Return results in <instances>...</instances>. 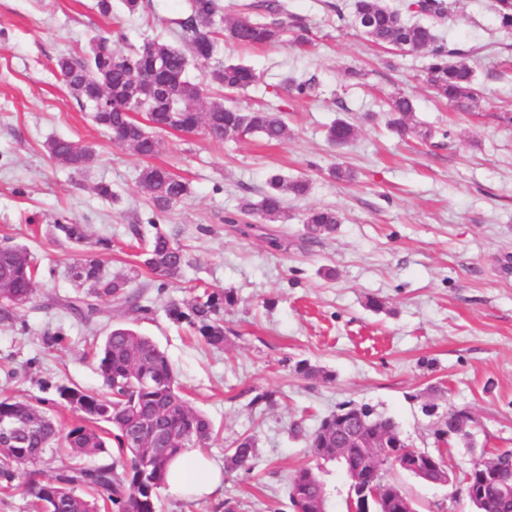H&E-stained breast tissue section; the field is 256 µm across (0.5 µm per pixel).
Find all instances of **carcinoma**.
Segmentation results:
<instances>
[{"instance_id":"cac0c4a2","label":"carcinoma","mask_w":512,"mask_h":512,"mask_svg":"<svg viewBox=\"0 0 512 512\" xmlns=\"http://www.w3.org/2000/svg\"><path fill=\"white\" fill-rule=\"evenodd\" d=\"M499 27L512 33V0H495ZM449 0H404L403 11L392 10L383 0H354V20L362 33L373 43L393 46L401 51L425 53L429 63L424 82L434 96L457 107L477 103L479 90L475 73L467 62L459 59L461 52L439 44L435 24L448 18ZM288 12L286 3H251L239 5L238 16L223 20L220 0H190L189 14L180 21L185 46L176 47L151 39L129 51L116 47L120 34L113 35L112 62H102L89 42L81 61L67 54L54 60V67L65 85L85 77L96 82L112 97V111L102 112L98 102L81 100L91 106L93 120L121 145L131 148L142 159H152L161 150L158 131L175 130L184 134L201 129L217 143L247 134H258L266 141L281 142L288 136L283 112L273 107L241 109L233 104L231 94L245 90L259 80L256 72L242 64L219 63L206 75V82L189 77L190 59L209 60L217 52L218 42L228 38L242 46H263L280 41L283 26L276 16ZM152 51L158 62L180 72V82L164 89L166 112L156 111V101L142 97L128 101L126 86L142 74L146 51ZM217 86L223 90L220 101L205 102V89ZM143 112L148 124L134 118ZM388 126L398 130L413 129V100L394 96L386 104ZM356 127L346 120L334 121L326 130V139L337 146L350 144L356 137ZM50 156L76 172H82L97 162L95 152L71 140L55 138L47 142ZM175 164H147L138 175V186L154 209L166 212L183 203L191 188L175 171ZM310 185L304 178H288L275 173L255 203L246 202L241 212H254L267 223L288 222V198H302ZM303 239L320 242L336 233L340 216L331 208H312L302 219ZM64 239L78 251L71 266V284L75 297L67 308L83 323L94 322L102 314V305L115 303L128 314L146 315L149 307L142 304L148 285H133L134 277L104 272L102 252L111 249L112 239L89 241L87 228L65 217L53 224ZM137 264L164 278L179 277L189 257L185 249L171 236L156 229L151 238L139 246ZM40 268L32 261L26 248L17 245L0 246V279L7 288L0 294V322L14 320L13 299L31 300ZM235 303L233 292L225 289H203L191 299L171 302L167 316L177 324L186 325L206 344L224 346V307ZM98 367L110 394L100 395L77 386L60 385L57 398L0 399V413L28 419L32 426L23 438L21 449L31 468H17L8 456L0 457V490L7 492L22 478L27 480L33 497V512H99L111 506L114 512H157L158 491L166 485L171 461L187 448H203L213 435L211 422L197 411L179 391L174 370L159 346L130 325L117 324L97 347ZM82 407L84 412L67 427L43 429L40 418L48 408L64 397ZM351 403L344 402L325 416L310 440L312 448H330L336 432L347 424L346 413ZM358 410L375 421L373 433L379 443L372 448L355 445L345 450L339 467L350 476L378 468L377 482L386 488V495H398L402 489L388 473L400 468L402 441L395 420L375 411L367 404ZM467 418L460 410L448 413L444 424L435 430L439 440L452 433V424ZM157 420L172 438L169 448L158 453L149 422ZM65 452L72 464L46 476L34 468L47 453ZM256 455L255 441L250 436L235 439L224 449L227 469L248 467ZM110 457L104 462L102 458ZM470 482L482 490L484 512H512V451L474 461L466 472ZM323 482L320 469L299 468L287 487V496L294 512H300L301 500L311 497Z\"/></svg>"}]
</instances>
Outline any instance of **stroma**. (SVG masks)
Here are the masks:
<instances>
[{
	"mask_svg": "<svg viewBox=\"0 0 512 512\" xmlns=\"http://www.w3.org/2000/svg\"><path fill=\"white\" fill-rule=\"evenodd\" d=\"M352 4L288 0L282 21L291 35L305 29L302 43H219L216 60L260 76L237 94L238 106H281L288 137L269 146L257 135L215 143L162 133L165 148L153 162L177 157L192 194L159 214L137 183L143 159L94 124L52 63L83 56L93 36L116 27L125 51L147 38L181 44L176 21L187 15L186 0H144L136 16L117 6L107 18L95 0H0V242L27 247L42 272L14 323H0V395L51 398L63 383L104 392L92 348L113 325L133 322L213 424L208 457L223 462L225 445L242 434L257 442L251 471L226 474L201 498L161 488L160 512H223L227 499L239 512H290L287 485L311 458L310 435L348 401L393 417L409 448L447 456L455 478L446 486L394 472L416 512H472L463 474L473 460L512 448V35L500 29L494 0H452L438 35L465 52L481 94L477 107L461 110L436 102L422 81L427 54L370 42ZM350 69L361 71L359 82L346 78ZM291 78L312 81L314 97L289 95ZM397 93L412 98L420 128L437 130L431 143L388 128L380 105ZM337 119L358 129L341 148L325 139ZM55 137L93 147L95 166L78 174L59 165L46 148ZM335 166L354 169L355 180L332 178ZM273 171L311 184L306 197L289 199L288 222L253 216L245 235L225 224L259 198ZM101 181L114 200L96 195ZM316 207L335 209L342 222L330 239L302 241V216ZM60 216L111 238L107 268L147 284L149 314L133 321L110 303L87 325L64 309L76 250L52 232ZM153 218L190 254L181 278L164 288L135 268L134 235H150ZM275 237L283 247L271 246ZM326 266L335 278L323 276ZM204 288H229L236 298L224 310L220 349L186 336L165 314L169 301ZM372 298L380 310L369 308ZM59 330L61 346L51 341ZM301 360L326 378L297 374ZM265 391L275 392V404L251 408ZM429 402L436 415L424 414ZM460 409L471 416L470 445L454 437L438 445L437 420Z\"/></svg>",
	"mask_w": 512,
	"mask_h": 512,
	"instance_id": "stroma-1",
	"label": "stroma"
}]
</instances>
